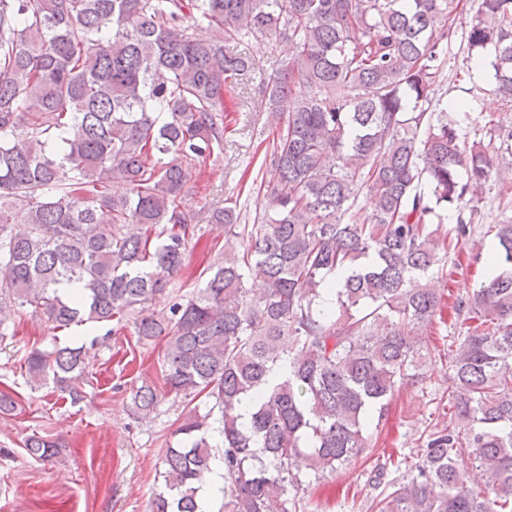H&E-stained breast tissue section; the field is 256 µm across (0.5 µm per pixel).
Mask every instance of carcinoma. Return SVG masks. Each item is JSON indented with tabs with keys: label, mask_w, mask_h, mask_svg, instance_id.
I'll return each mask as SVG.
<instances>
[{
	"label": "carcinoma",
	"mask_w": 512,
	"mask_h": 512,
	"mask_svg": "<svg viewBox=\"0 0 512 512\" xmlns=\"http://www.w3.org/2000/svg\"><path fill=\"white\" fill-rule=\"evenodd\" d=\"M463 11L461 0H0V326L30 308L62 329L130 321L140 343L165 338L163 389L132 388L131 415L149 418L163 393L203 397L206 411L193 406L177 429L150 512H202L217 460L222 512L299 508L298 493L357 461L394 392L433 365L423 335L444 304L426 280L446 276L473 234L469 186L512 171L461 136L470 103L450 119L432 96ZM246 37L292 47L260 87L266 110L287 114L264 157L269 209L251 226L215 210L242 249L203 270L187 301L149 314L196 223L189 172L224 146V91L253 71L232 48ZM465 40L469 59L492 57L494 92L512 102V0H476ZM494 237L493 252L471 255L489 276L452 306L463 335L448 421L420 435L414 469L370 512H512V222ZM24 366L31 386L81 399L83 348H34ZM23 450L62 454L36 433Z\"/></svg>",
	"instance_id": "carcinoma-1"
}]
</instances>
